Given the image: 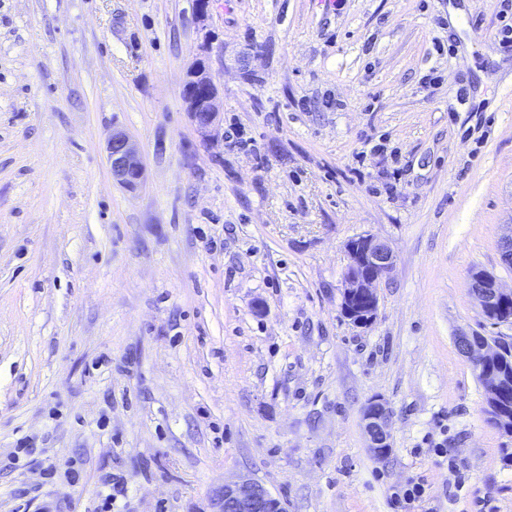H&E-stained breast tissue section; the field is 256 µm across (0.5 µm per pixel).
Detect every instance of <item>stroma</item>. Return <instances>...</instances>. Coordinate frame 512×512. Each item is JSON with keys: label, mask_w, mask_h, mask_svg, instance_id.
Segmentation results:
<instances>
[{"label": "stroma", "mask_w": 512, "mask_h": 512, "mask_svg": "<svg viewBox=\"0 0 512 512\" xmlns=\"http://www.w3.org/2000/svg\"><path fill=\"white\" fill-rule=\"evenodd\" d=\"M512 0H0V512H512V436L457 336L511 335ZM205 58L226 138L184 81ZM435 74L437 86L423 78ZM126 132L134 190L106 143ZM397 264L340 308L348 241ZM383 398L393 449L366 448ZM421 502L391 503L409 481ZM107 154L112 177L122 186L134 190L140 186L144 175V164L140 153L124 131L112 132L107 143ZM470 285L471 292L477 300L480 315L491 323L502 324L503 321L498 319V307L502 301L512 298V292L504 291L497 278L483 270L471 272ZM214 512H285V509L263 484L249 475H240L236 481L224 482Z\"/></svg>", "instance_id": "stroma-1"}]
</instances>
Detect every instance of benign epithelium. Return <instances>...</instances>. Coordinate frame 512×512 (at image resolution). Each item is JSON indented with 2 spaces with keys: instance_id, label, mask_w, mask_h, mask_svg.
<instances>
[{
  "instance_id": "obj_1",
  "label": "benign epithelium",
  "mask_w": 512,
  "mask_h": 512,
  "mask_svg": "<svg viewBox=\"0 0 512 512\" xmlns=\"http://www.w3.org/2000/svg\"><path fill=\"white\" fill-rule=\"evenodd\" d=\"M219 89L209 75L203 60H197L188 70L185 82L187 112L204 140L216 138L220 117L217 106ZM107 154L112 177L122 186L134 190L140 186L144 164L140 153L127 135L118 130L112 132L107 143ZM349 263L343 274L342 311L354 325L365 327L375 316L378 306V288L396 266L397 257L390 246L374 235H360L346 245ZM471 292L475 296L480 315L487 321L499 324L498 307L502 301L512 298V292L501 288L497 278L483 270L470 274ZM505 336L462 335L458 348L470 361L485 362L499 352ZM485 352L475 355L474 345ZM486 391V412L489 420L504 425L508 422L502 401L501 387L504 378L483 373L480 375ZM362 427L367 448L377 458H384L392 450V416L386 402L375 397L363 409ZM214 512H285L281 501L263 484L248 475L224 483Z\"/></svg>"
}]
</instances>
